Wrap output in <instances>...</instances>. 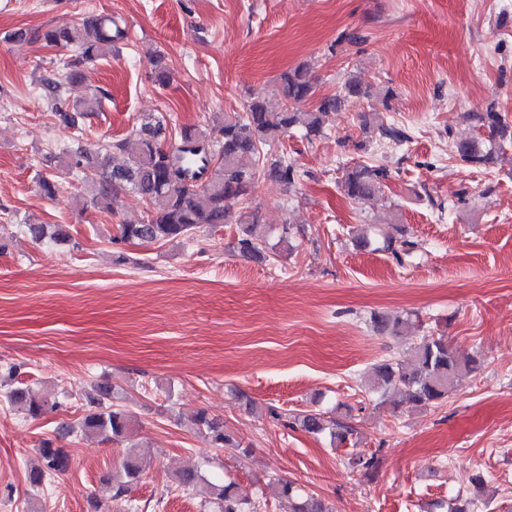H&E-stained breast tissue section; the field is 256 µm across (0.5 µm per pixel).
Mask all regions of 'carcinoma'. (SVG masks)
I'll list each match as a JSON object with an SVG mask.
<instances>
[{
  "label": "carcinoma",
  "instance_id": "cac0c4a2",
  "mask_svg": "<svg viewBox=\"0 0 512 512\" xmlns=\"http://www.w3.org/2000/svg\"><path fill=\"white\" fill-rule=\"evenodd\" d=\"M124 32L112 29V19L90 14L76 28H52L43 34L49 45L76 44L89 60L112 55L116 43ZM283 105L273 110L266 102L251 100L244 112H226L213 118L211 128L185 126L178 144L166 148V127L160 120H149L133 131V140L126 138L107 144L94 155L82 149L68 151V164L81 170L82 181L95 207L111 209L126 189L136 191L147 205V216L138 224H120L115 244L131 241L154 242L179 240L190 237L194 230L205 225L235 224L238 226L237 249L246 257L263 253L267 242L257 233L261 224L255 211L234 210L260 178L274 179L291 187L299 174L288 158L273 155L265 147L280 140L290 129L302 127L309 140L325 134L326 118L337 112L350 99L370 98L373 85L355 76L347 78L342 92L316 100L310 110L298 105L315 96V87L309 67L299 65L283 74L280 90ZM105 94L79 99L72 107L56 108L60 119L67 125H76L77 118H88L100 111ZM484 137L460 138L448 144L451 152L461 161L473 165H486L493 161L496 149L502 143L512 142V126L492 110L470 114ZM376 127L378 141L385 147L403 145L410 140L406 129L395 123L374 125V118L366 114L363 130ZM132 150L128 163L112 165L115 151ZM389 170L383 166L357 163L345 169L341 186L347 197L355 202L372 199L385 191ZM31 238L40 242L46 238L66 243L70 235L62 224H30ZM370 323L381 335L403 336L409 319L399 314L374 312ZM411 361L407 364L383 360L374 364L365 389L384 402L398 394L409 403L424 408H437L465 377L477 371L482 360L473 355L459 359L448 345V337L430 331L417 337L410 347ZM8 400L27 417L40 419L56 411L58 402L49 399L32 387L15 388ZM116 391L106 379L92 382L84 391L82 406L85 415L78 423L61 426L60 434L100 437L104 441H129L132 438L131 416L115 404ZM287 426L315 435H326L334 447L349 441L356 429L347 417H334L320 409L303 410L286 419ZM190 423L216 448L239 447L235 435L224 426V419L198 409ZM38 454L41 464L30 469L28 481L35 491L57 472L69 468L70 458L64 449L48 438L40 443ZM378 464L376 454L347 458V466L373 473ZM144 472V461L137 446L127 449L118 474L111 473L102 482L112 491V499L120 500L138 483ZM174 482L185 491L202 489L205 502L213 512H258L260 502L243 494L234 481L219 483L204 478L195 469H182L175 473ZM269 495L295 501L294 512H332L319 499L306 494L294 483L280 479L268 481Z\"/></svg>",
  "mask_w": 512,
  "mask_h": 512
}]
</instances>
